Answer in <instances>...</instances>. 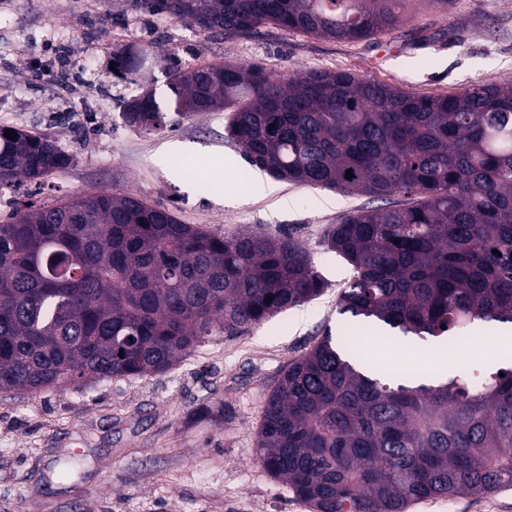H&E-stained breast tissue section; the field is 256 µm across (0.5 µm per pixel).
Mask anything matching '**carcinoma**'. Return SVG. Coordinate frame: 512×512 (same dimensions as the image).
Returning a JSON list of instances; mask_svg holds the SVG:
<instances>
[{
	"instance_id": "1",
	"label": "carcinoma",
	"mask_w": 512,
	"mask_h": 512,
	"mask_svg": "<svg viewBox=\"0 0 512 512\" xmlns=\"http://www.w3.org/2000/svg\"><path fill=\"white\" fill-rule=\"evenodd\" d=\"M400 2L144 0L203 32L273 24L340 41L394 26ZM169 88L187 117L226 112L245 160L277 179L413 197L329 229L327 249L353 270L341 312L445 345L475 322H512V81L421 96L347 72L280 79L217 62L175 71ZM124 118L164 121L151 93ZM71 163L46 138L0 129V192ZM324 286L287 236L217 235L132 192L25 203L0 224V390L164 374ZM511 361L396 385L356 337L327 334L268 395L257 459L314 512H407L512 487Z\"/></svg>"
}]
</instances>
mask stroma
<instances>
[{
	"label": "stroma",
	"instance_id": "stroma-1",
	"mask_svg": "<svg viewBox=\"0 0 512 512\" xmlns=\"http://www.w3.org/2000/svg\"><path fill=\"white\" fill-rule=\"evenodd\" d=\"M394 29L345 42L273 26L224 38L139 0H0V127L46 137L74 162L0 194V222L19 202L133 192L216 234L287 235L325 281L315 300L241 336H217L156 376L103 378L37 393L0 391V512H312L255 458L267 395L288 364L348 315L351 267L327 250L328 229L376 199L279 182L260 193L258 168L224 134L225 112L182 118L170 105L174 68L260 64L281 77L346 71L421 95L512 80V0H403ZM153 93L159 130L125 124L124 103ZM495 324L463 328L448 349L397 329L369 344L393 379L456 374L499 359ZM80 460L71 478L64 459ZM408 512H512V489L425 500Z\"/></svg>",
	"mask_w": 512,
	"mask_h": 512
}]
</instances>
